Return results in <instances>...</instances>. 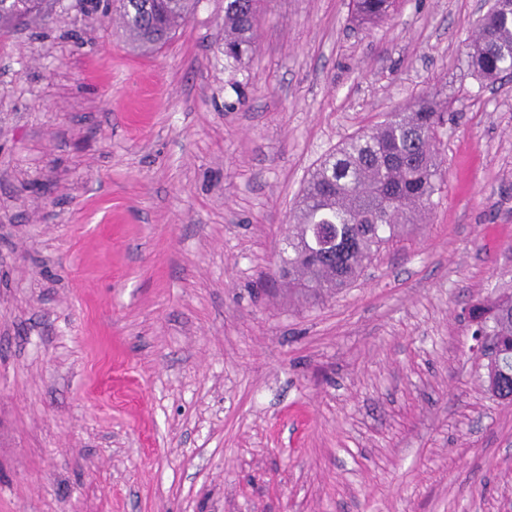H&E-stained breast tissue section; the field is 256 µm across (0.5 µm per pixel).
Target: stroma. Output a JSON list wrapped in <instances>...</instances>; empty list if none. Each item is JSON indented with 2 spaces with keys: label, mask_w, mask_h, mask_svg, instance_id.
Here are the masks:
<instances>
[{
  "label": "stroma",
  "mask_w": 512,
  "mask_h": 512,
  "mask_svg": "<svg viewBox=\"0 0 512 512\" xmlns=\"http://www.w3.org/2000/svg\"><path fill=\"white\" fill-rule=\"evenodd\" d=\"M481 0H224L159 52L108 0L0 36V512H512V403L469 311L512 288V77ZM440 94L421 223L350 286L278 275L310 173ZM261 0H224V54L239 60L253 50L264 14ZM398 5V0H355L354 15L361 23L377 22L391 15ZM468 62L479 80L495 81L512 71V10L500 11L471 41Z\"/></svg>",
  "instance_id": "stroma-1"
}]
</instances>
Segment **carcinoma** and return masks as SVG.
<instances>
[{"label": "carcinoma", "instance_id": "obj_1", "mask_svg": "<svg viewBox=\"0 0 512 512\" xmlns=\"http://www.w3.org/2000/svg\"><path fill=\"white\" fill-rule=\"evenodd\" d=\"M128 40L144 52L160 49L189 20L196 0H118ZM45 0H0V33L47 18ZM398 0H354L361 23L391 15ZM264 14L261 0H224V54L239 60L253 50ZM468 62L473 75L495 81L512 71V10L500 11L478 29ZM448 121L447 101L431 97L390 113L375 126L348 137L310 174L296 201L294 228L280 257L292 288L322 295L350 286L366 263L401 237L407 225L433 205L443 178L435 147ZM336 225V246L319 250L311 225ZM491 318L479 304L472 318L479 333L495 337L502 353L498 372L487 373L512 395V296L491 302Z\"/></svg>", "mask_w": 512, "mask_h": 512}]
</instances>
